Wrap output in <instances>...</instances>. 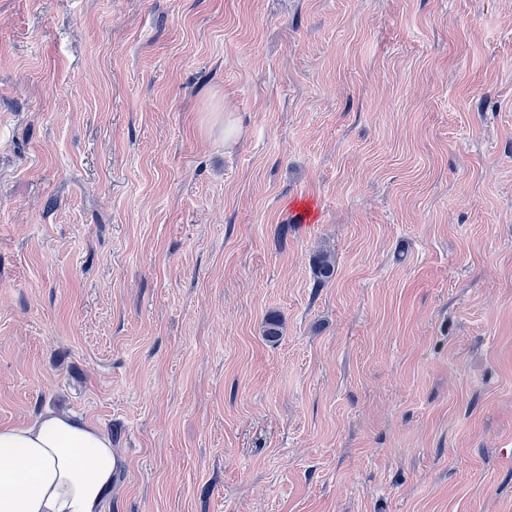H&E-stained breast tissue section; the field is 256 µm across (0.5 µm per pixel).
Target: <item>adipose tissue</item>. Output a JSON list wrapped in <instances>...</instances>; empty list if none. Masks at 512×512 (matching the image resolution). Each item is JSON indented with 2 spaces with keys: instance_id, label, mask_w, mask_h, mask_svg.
Instances as JSON below:
<instances>
[{
  "instance_id": "ef3b65f1",
  "label": "adipose tissue",
  "mask_w": 512,
  "mask_h": 512,
  "mask_svg": "<svg viewBox=\"0 0 512 512\" xmlns=\"http://www.w3.org/2000/svg\"><path fill=\"white\" fill-rule=\"evenodd\" d=\"M117 457L107 434L48 410L0 426V512H105Z\"/></svg>"
}]
</instances>
